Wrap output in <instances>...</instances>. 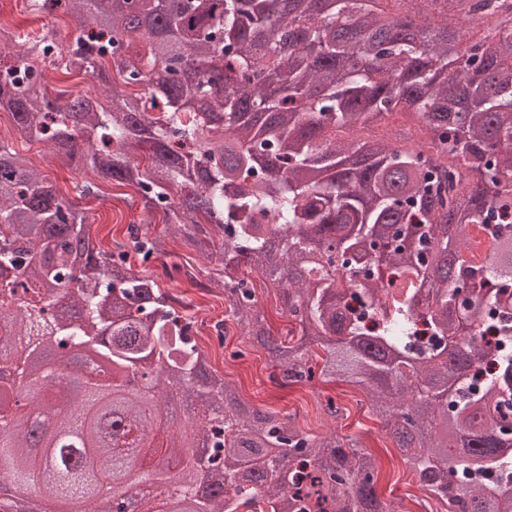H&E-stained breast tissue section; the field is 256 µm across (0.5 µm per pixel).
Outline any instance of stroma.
Listing matches in <instances>:
<instances>
[{"label": "stroma", "mask_w": 512, "mask_h": 512, "mask_svg": "<svg viewBox=\"0 0 512 512\" xmlns=\"http://www.w3.org/2000/svg\"><path fill=\"white\" fill-rule=\"evenodd\" d=\"M0 141L28 155L36 168L49 175L62 196L89 210L92 216L90 236L98 248L107 252L126 248L129 225L141 223L144 214L136 191H129L121 200L109 195L79 198L75 187L82 182L83 172L63 167L47 152L44 144L20 138L14 131L11 115L3 111L0 112ZM167 249V255L147 261L135 253L130 254L129 259L134 270L153 272L161 287L184 304L202 311L211 322H223L225 305L222 290L212 288L202 293L184 273L172 275L168 272L169 267L175 264H197V256L175 238L170 239ZM202 345L209 354L212 367L225 379L237 383L245 401L263 409L291 414L309 433L322 436L335 431L361 442L379 461V496L393 502L397 512H424L426 506L432 505V498L413 484L399 450L381 423L367 407L361 406V392L343 385H325L317 380L280 387L264 351L247 337L239 335L232 326L228 327L226 336L207 337ZM330 400L342 407L343 417L334 419L325 414L323 407Z\"/></svg>", "instance_id": "obj_1"}]
</instances>
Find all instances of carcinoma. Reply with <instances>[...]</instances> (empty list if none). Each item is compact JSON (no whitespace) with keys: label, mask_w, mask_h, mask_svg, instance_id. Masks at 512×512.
Returning <instances> with one entry per match:
<instances>
[{"label":"carcinoma","mask_w":512,"mask_h":512,"mask_svg":"<svg viewBox=\"0 0 512 512\" xmlns=\"http://www.w3.org/2000/svg\"><path fill=\"white\" fill-rule=\"evenodd\" d=\"M29 0L36 13L79 16L61 46L45 33L26 50L0 47V111L100 184L137 187L145 216L164 214L184 244L216 266L228 319L262 345L281 385L319 378L369 396L430 497L451 512H512V0ZM438 12L423 37L411 20ZM82 71L106 84V104L43 90L45 71ZM401 118L407 146L374 132ZM150 165L140 168L141 153ZM90 215L63 198L28 159L0 144V261L32 255L38 292L0 307V354L28 336L15 376L39 371L53 339L90 346L115 384L65 395L75 426L109 431L103 400L121 420L162 428L163 411L192 392L180 484L193 507L171 512H393L377 494V460L356 439L310 434L295 419L246 404L211 370L189 336L193 317L155 274L125 253L96 250ZM128 227L145 257L167 240ZM81 265L77 287H68ZM274 288L296 326L278 340L246 273ZM374 301L363 322L348 291ZM78 317H42V296ZM437 345L415 335L417 323ZM499 335L494 346L475 333ZM322 351L315 361L314 348ZM159 354L146 391L127 393V369ZM496 369L473 389L475 369ZM209 427L214 455L187 457L190 433ZM0 435V475L37 477L69 512H113L88 490L129 474L114 447L61 475Z\"/></svg>","instance_id":"carcinoma-1"}]
</instances>
